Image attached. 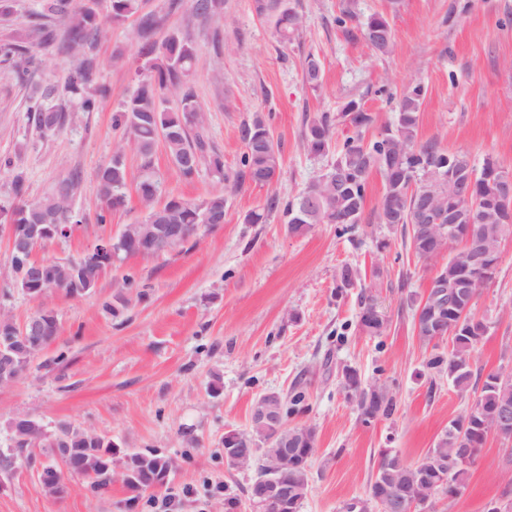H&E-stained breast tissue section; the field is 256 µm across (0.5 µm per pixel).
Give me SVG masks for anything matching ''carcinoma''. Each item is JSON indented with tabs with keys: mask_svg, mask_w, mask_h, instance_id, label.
Instances as JSON below:
<instances>
[{
	"mask_svg": "<svg viewBox=\"0 0 512 512\" xmlns=\"http://www.w3.org/2000/svg\"><path fill=\"white\" fill-rule=\"evenodd\" d=\"M255 12L260 16H270L275 20V30L280 42H290L302 27V18L291 5V0H253ZM217 0H188L190 13L202 20L209 19L216 11ZM140 10L139 0H111L112 21L121 22ZM39 19H57L66 30L59 36L55 29L40 24L36 30L40 34V44L57 48L79 57V64L68 78L69 92L79 99L84 112L98 109L105 90L99 88L88 91L95 71L94 49L104 28L98 14L91 8L74 10L71 0H44ZM158 21L153 16L142 18L138 30L141 42L140 52L145 59L148 75L123 105L115 122L123 129V139L118 143L112 159L102 165L97 178L100 197L103 203L97 216L98 223L106 221V214L125 206L127 171L124 163L125 146L130 145L144 160V174L137 182L136 190L150 196L158 190V181L150 172L151 158L159 142H164L167 155L178 174L185 180L193 178L202 163L209 164L214 173L224 181L227 188L238 191L245 185L270 186L278 177L282 156L278 145L270 133L269 118L261 112L244 122L239 129L243 152L236 168L224 171L223 158L211 152L204 127L195 124L193 114L198 110L194 95L185 88L184 78L193 68L196 48L192 38L184 33L172 32L162 42L153 39ZM364 35L371 46L380 54L388 55L394 46L392 28L388 20L373 14L364 22ZM28 35L17 34L0 41V59L12 60L17 65H31ZM56 95L52 85L38 88L34 93L33 105L29 110L35 113L36 126L41 131L58 129L62 126L64 113L48 105ZM425 95L420 84L405 86L398 98L396 117L374 138L366 137V130L374 122V117L355 100L345 104L340 119L350 129L342 143H333L335 119L327 113H315L305 118L303 146L317 157L332 155V163L327 172L312 180L299 196L285 200L273 193L263 205L251 209L243 216L245 224H265L274 214H281L288 233L301 236L318 224L336 225V235L355 237L364 232L365 208L370 177L378 173L383 180V194L373 219L396 230L407 238L415 256L424 262H435L441 251L449 247L448 217L433 225L419 223L418 191L424 183H429L440 208L457 211L460 223L474 221L484 225L490 245L498 243L501 227L493 207L498 202V175L508 172L499 161L487 156L477 167L464 152H450L435 140H418L417 130L421 105ZM336 172L343 176L342 186L333 188L327 174ZM474 175L475 187L468 200L459 199L453 185L458 175ZM80 178L72 174L58 181L52 191L36 206L56 213L60 224H78L80 212L65 208V204L76 195ZM227 199L224 193L217 192L199 202H190L179 196L166 199L159 224H199L204 212L224 217ZM34 206V207H36ZM34 207L27 204L0 205V213H7L17 224L32 223ZM461 251H456L448 261L440 264L432 278V288L428 304L422 310L420 322L415 325L417 336L423 344H430L433 331L427 322L437 315L434 311L433 296L442 291L451 296L452 285L463 270L460 268ZM378 308L375 299L365 293L359 299L357 326L370 335L380 336L387 328V320L371 319ZM442 335L451 338L452 347L448 355L432 356L427 367L438 374L448 376V382L460 393L472 392L486 414L502 409L512 410V381L498 379L496 372L486 375L474 371L473 360L476 345L488 333L489 326L478 316L474 308H469L466 316H461V306L450 308L443 314ZM382 404L373 410L366 404L358 406L363 423L368 424L377 417L388 418L396 409V399L389 389L377 382ZM281 421L304 402L305 395L291 392L279 396ZM485 420L478 416L464 414L448 424L438 438L435 447L449 454L454 448L471 449L472 460L448 474L444 480L437 471L426 464V458L403 465L394 459L380 455L374 464L375 477L371 478L366 489V500L385 499L394 491L397 500L391 502L388 512H400L399 500L410 499L415 488L422 482L438 485L446 494L464 488L469 470L478 460L488 439L484 427ZM6 432L11 435L13 449L9 453L0 452V468L8 470L14 460L23 455L26 448L35 443H45L47 448H55L57 433L65 435V447L69 456L61 458L62 466L51 464L43 467L40 482L43 486L65 487L64 472L83 475L99 487L112 481L115 462H122L136 475V482L125 479V486L138 495L147 490L165 486L172 460L156 451L120 453L112 440L70 428L65 423L56 426L48 433L46 426L36 418H30L29 425L16 426L13 421L6 424ZM288 484L297 489L295 499L288 512H301L309 493V469L297 462L288 463L284 473Z\"/></svg>",
	"mask_w": 512,
	"mask_h": 512,
	"instance_id": "carcinoma-1",
	"label": "carcinoma"
}]
</instances>
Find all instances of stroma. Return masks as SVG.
Masks as SVG:
<instances>
[{"mask_svg":"<svg viewBox=\"0 0 512 512\" xmlns=\"http://www.w3.org/2000/svg\"><path fill=\"white\" fill-rule=\"evenodd\" d=\"M90 4L107 20L110 0H73L77 8ZM140 4L139 14L123 22L107 20L97 44L94 84L106 90L97 111H81L67 89L76 56L35 44L28 72L0 62V202L14 201V171L26 176L30 205L60 179L81 174L72 206L84 221L38 246L36 258L78 259L99 236H119L145 216L131 194L107 223H98L96 180L120 140L114 118L146 75L138 38L143 15L158 21L155 40L173 31L191 34L197 60L187 83L225 171L235 169L242 153L241 124L264 112L282 153L280 175L270 186L226 192L222 225L201 230L171 253L118 258L97 287L78 298L57 290L41 298L22 293L0 234V313L21 326L48 306L60 324L30 374L0 386V448L7 445L6 422L24 412L51 428L66 422L110 438L123 452L157 451L173 461L167 485L136 499L120 477L96 491L88 478L70 473L66 494L54 497L39 482L51 451L30 448L12 469H0V512H250L247 489L255 472L228 465L224 435L249 428L257 397L288 393L297 381L305 400L288 424L315 432L301 512H345L351 499L363 496L382 449H396L411 462L422 458L474 401L426 367L433 351L450 350V340L425 345L414 329L409 299L428 294L437 266L417 259L400 234L382 224L369 225L355 246L331 224L294 236L280 217L266 224L242 217L269 194L296 196L330 164V157L305 151V116L336 114L356 99L374 117L373 137L394 118L389 92L411 81L426 89L421 140L468 153L477 165L491 155L512 169V0H292L304 25L288 44L279 42L270 19L256 14L253 0H221L203 24L172 0ZM346 9L356 18L338 27L335 18ZM373 14L384 15L393 29L390 55L377 54L361 31ZM311 56L321 63L316 87L305 77ZM48 82L57 88L66 121L43 135L29 105L36 86ZM152 167L163 195L197 202L225 192L205 164L193 179L180 178L164 148L156 149ZM346 265L360 280L342 291L338 275ZM363 290L388 321L383 335L356 326ZM120 295L127 304L112 312ZM475 311L492 325L477 346L475 368L512 367V238L503 242L498 271L480 288ZM345 365L363 382L386 383L397 401L391 417L361 422L337 378ZM508 456L489 437L452 512H484L488 502L512 498Z\"/></svg>","mask_w":512,"mask_h":512,"instance_id":"obj_1","label":"stroma"}]
</instances>
